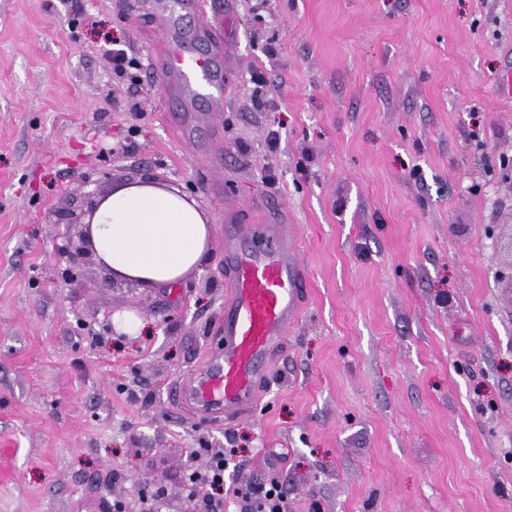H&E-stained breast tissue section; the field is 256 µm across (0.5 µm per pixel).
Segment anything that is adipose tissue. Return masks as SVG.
Listing matches in <instances>:
<instances>
[{"mask_svg":"<svg viewBox=\"0 0 512 512\" xmlns=\"http://www.w3.org/2000/svg\"><path fill=\"white\" fill-rule=\"evenodd\" d=\"M85 235L112 277L143 288L180 283L214 247L209 216L198 203L148 176L98 197L85 217Z\"/></svg>","mask_w":512,"mask_h":512,"instance_id":"ef3b65f1","label":"adipose tissue"}]
</instances>
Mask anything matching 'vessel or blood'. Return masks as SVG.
<instances>
[{
  "mask_svg": "<svg viewBox=\"0 0 512 512\" xmlns=\"http://www.w3.org/2000/svg\"><path fill=\"white\" fill-rule=\"evenodd\" d=\"M149 74L169 86L179 112L173 124L194 141L193 116L201 102L224 98V44L211 31H166ZM288 224H259L242 232L234 209L224 213V344L196 376L178 386L181 398L210 418L249 413L274 356L287 346L308 293V279L289 242Z\"/></svg>",
  "mask_w": 512,
  "mask_h": 512,
  "instance_id": "1",
  "label": "vessel or blood"
}]
</instances>
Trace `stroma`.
<instances>
[{"mask_svg":"<svg viewBox=\"0 0 512 512\" xmlns=\"http://www.w3.org/2000/svg\"><path fill=\"white\" fill-rule=\"evenodd\" d=\"M189 22L224 36L208 157L167 85L112 71L116 40L147 65L153 0H0V512L131 505L217 450L288 512H512V0H209ZM148 175L208 213L209 263L143 289L88 254L62 278L96 198ZM232 207L296 225L310 288L224 423L172 392L222 341Z\"/></svg>","mask_w":512,"mask_h":512,"instance_id":"stroma-1","label":"stroma"}]
</instances>
